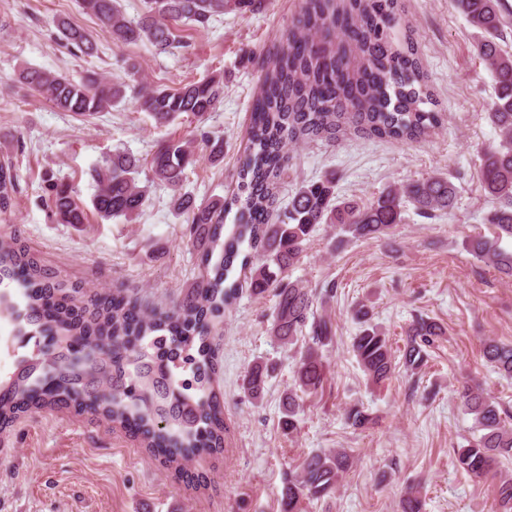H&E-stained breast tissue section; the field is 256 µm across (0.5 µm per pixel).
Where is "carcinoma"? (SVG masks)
I'll list each match as a JSON object with an SVG mask.
<instances>
[{
  "instance_id": "carcinoma-1",
  "label": "carcinoma",
  "mask_w": 512,
  "mask_h": 512,
  "mask_svg": "<svg viewBox=\"0 0 512 512\" xmlns=\"http://www.w3.org/2000/svg\"><path fill=\"white\" fill-rule=\"evenodd\" d=\"M467 23L481 34L476 53L489 71L495 98L489 119L500 141L482 156L480 182L493 203L486 221L495 237L472 236V254L507 278L512 277V52L502 46L506 7L503 0H456ZM250 8L254 0H145V11L129 19L118 0H81L83 11L100 19L112 43H149L167 53L179 47L175 31L182 25L206 29L229 6ZM62 39L85 56L97 46L81 28L57 23ZM264 76L252 108L247 143L239 159L237 192L206 203L182 192L186 169L196 162V148L209 150L216 163L224 145L202 126L192 139L168 138L146 158L117 152L90 171L95 186L93 208L102 221L132 222L148 197L149 185L167 186L169 205L185 216L182 238L205 269L182 302L170 309L148 308L116 290L78 300L76 287L67 288L17 238L0 239V284L14 282L21 289L24 308L9 292L0 293V311L7 314L19 336L30 334L56 347L52 363L34 355L19 360L18 377L0 381V428L19 414L47 406L78 407L90 399L87 383L97 387L112 374L114 390L96 406L112 426L139 439L162 463L180 473L186 464L224 447V411L214 383L217 351L211 329L236 300L241 284L229 281L235 265L248 271L247 285L256 294L276 298L268 330L281 347L303 342L294 383L281 399L282 429L296 428L299 400L323 387L327 378L326 347L332 324L314 311L316 291L289 273L299 263L316 227L334 224L353 239L393 241L394 228L403 223L407 206L425 219L453 210L458 188L443 174L384 190L375 200L360 204L336 195V176L303 182L294 191L288 211L275 213L276 192L288 163V146L308 141L335 142L346 131L361 136L414 142L438 127V104L427 83L413 30L405 24L401 0H302L288 27L285 44L262 60ZM23 85L42 95L55 108L89 118L126 99L132 92L139 110L163 126L187 113L203 122L224 97V75L187 82L176 89L116 83L100 74L75 82L55 72L26 68ZM148 171L147 184L139 175ZM19 174L10 162L0 163V213L13 204ZM44 202L58 224L81 226L88 215L68 182L48 184ZM235 213L233 228L224 233V219ZM254 254L242 251L243 245ZM359 324L352 351L369 380L382 383L396 368L392 344L371 325V311L353 309ZM441 335L433 320L419 317L408 332L402 365L410 372L427 361V347ZM78 340L94 352L106 354L79 367L69 362L62 341ZM487 359L512 376V345L494 339L484 343ZM270 367L253 364L243 389L262 398ZM135 384L137 392H124ZM462 398L482 434L458 452L461 469L474 478L485 476L500 456H512L509 415L490 399L466 388ZM349 426L359 429L369 414L359 406L346 412ZM344 449L308 455L297 475L283 489V512H301L303 499H318L336 488L348 468ZM498 512H512V477L497 486Z\"/></svg>"
}]
</instances>
